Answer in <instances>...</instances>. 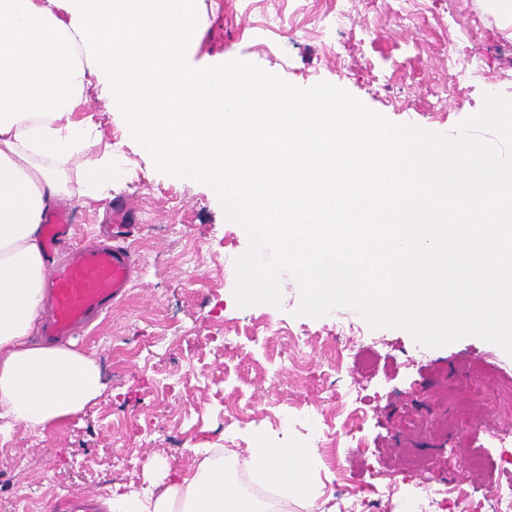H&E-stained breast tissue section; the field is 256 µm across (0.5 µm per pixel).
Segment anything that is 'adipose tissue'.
Masks as SVG:
<instances>
[{
    "label": "adipose tissue",
    "mask_w": 512,
    "mask_h": 512,
    "mask_svg": "<svg viewBox=\"0 0 512 512\" xmlns=\"http://www.w3.org/2000/svg\"><path fill=\"white\" fill-rule=\"evenodd\" d=\"M0 0V434L45 431L104 392L97 361L32 343L48 256V211L99 198L111 166L70 186L64 164L97 144L81 119L92 82L178 177L219 189L246 222L285 242L314 306L340 299L398 318L420 335L496 332L512 307V178L480 145L434 149L373 124L335 89L299 95L270 76L194 71L184 48L202 26L194 0ZM246 458L203 449L196 468L156 492L113 491L106 512H275L230 486L243 464L280 501L305 498L311 454L249 438Z\"/></svg>",
    "instance_id": "obj_1"
}]
</instances>
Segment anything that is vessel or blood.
Returning a JSON list of instances; mask_svg holds the SVG:
<instances>
[{
	"instance_id": "obj_1",
	"label": "vessel or blood",
	"mask_w": 512,
	"mask_h": 512,
	"mask_svg": "<svg viewBox=\"0 0 512 512\" xmlns=\"http://www.w3.org/2000/svg\"><path fill=\"white\" fill-rule=\"evenodd\" d=\"M72 228L68 209L52 212L46 225L50 248L63 244ZM135 229L129 209L117 205L107 234L91 235L50 264L46 274L47 311L41 326L44 343L55 345L88 335L94 323L122 304L137 270L127 244Z\"/></svg>"
}]
</instances>
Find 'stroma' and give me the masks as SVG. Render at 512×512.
Here are the masks:
<instances>
[{
  "label": "stroma",
  "instance_id": "obj_1",
  "mask_svg": "<svg viewBox=\"0 0 512 512\" xmlns=\"http://www.w3.org/2000/svg\"><path fill=\"white\" fill-rule=\"evenodd\" d=\"M393 0H354L355 20L336 26V0H197L199 38L190 68L248 69L298 94L333 87L384 127L441 148L460 135L512 167V137L480 122L490 97L512 102V25L482 0H403L405 26L388 20ZM479 58V73L449 57ZM450 89L438 104L432 86ZM86 119L99 143L64 166L68 177L121 147L126 179L108 198L73 197L74 243L126 200L140 230V274L118 310L77 348L98 362L107 389L95 403L38 434L0 437V512H76L81 495L155 487L164 468L196 465V449L265 433L272 446L314 449L312 502L290 512H405L424 480L467 490L466 507L493 512L477 453L512 478V444L476 427L512 432V346L484 332L440 340L399 319L373 318L356 303L314 308L297 263L272 239L229 214L206 183L155 160L125 113L89 92ZM275 270L279 299L242 293L240 268ZM288 417L287 429L278 421Z\"/></svg>",
  "mask_w": 512,
  "mask_h": 512
}]
</instances>
